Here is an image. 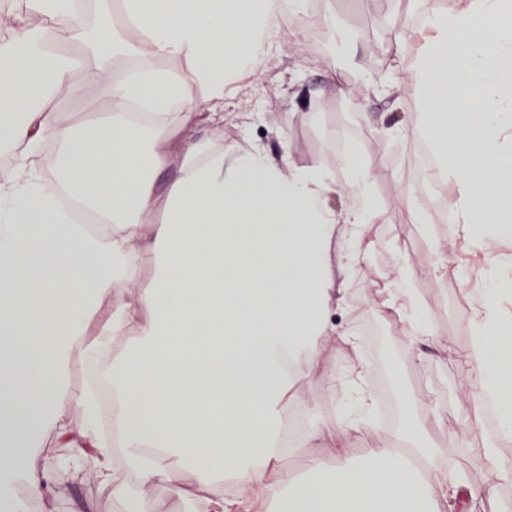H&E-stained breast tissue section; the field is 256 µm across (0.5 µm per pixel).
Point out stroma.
<instances>
[{"label": "stroma", "instance_id": "1", "mask_svg": "<svg viewBox=\"0 0 512 512\" xmlns=\"http://www.w3.org/2000/svg\"><path fill=\"white\" fill-rule=\"evenodd\" d=\"M415 15L413 0H301L293 21L302 41L314 43V51L303 54L286 49L276 55L263 79L225 106L229 112L262 113L261 124L245 130L225 123L224 138L233 141L247 135L275 152L279 149L275 132L282 128L296 157H316L331 166L337 165L340 153L326 134L328 127H342L349 144L365 145L375 197L367 227L372 246L363 270L345 279V317L355 331L368 325L376 328L383 355L394 364L398 394L440 403L441 420L427 428L426 441L450 460L449 480L463 479L481 490L475 499L456 505L454 512H512V502L486 493L495 483L494 475L473 466L492 438L482 426L470 423L455 397L458 361L471 344L470 300L484 288L494 265H512V237L498 238L488 232L479 240H461L448 260L447 282H435L427 273L434 260L431 243L460 231L461 226L455 220L442 222L440 208L428 205L426 196L432 192L448 199L454 186L425 180V171L410 150L418 140L416 134L398 139L388 135L396 125L418 126L415 97L409 93L395 99L377 97L355 81L359 73L414 66L420 40L404 33L401 21ZM330 72L337 79L354 80L348 98L337 97L326 78ZM57 104L77 126L100 120L110 111L105 90L97 86L85 87L78 97L62 96ZM412 207L423 214V222L411 223L408 210ZM397 226L405 229L399 248L412 272L415 298L433 330L417 366L402 361L401 348L409 340L405 325L383 321L374 305L376 293L393 287L400 275L392 245ZM41 506L44 512H121L110 485L59 474L54 475L53 490Z\"/></svg>", "mask_w": 512, "mask_h": 512}]
</instances>
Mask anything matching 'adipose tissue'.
<instances>
[{"label":"adipose tissue","instance_id":"obj_1","mask_svg":"<svg viewBox=\"0 0 512 512\" xmlns=\"http://www.w3.org/2000/svg\"><path fill=\"white\" fill-rule=\"evenodd\" d=\"M417 5L427 31L417 66L366 86L419 94L440 161L433 176L456 183L449 208L462 222L476 215L489 230L510 231L512 0ZM119 8L138 34L135 83L116 82L104 61L116 30L109 18L78 67L19 24L0 53V139L17 151L0 169V418L16 419L0 439V478L48 495L52 475L33 451L50 423L73 414L80 425L62 432V447L73 449L76 472L111 484L125 512H143L161 484L176 499L200 494V512H446L473 497L421 439L432 406L415 405L396 434L425 470L386 445L358 457L346 449L375 409L359 340L340 318V276L360 267L373 215L364 148L340 157L341 179L321 159H294L287 131L277 133L276 156L258 139L224 140L225 101L296 38L286 0H120ZM159 57L187 68L171 76L156 67ZM86 83L106 87L115 110L79 128L51 100ZM133 97L157 110L155 137L129 120ZM52 140L64 148L49 159L42 148ZM170 167L179 176L159 193L150 173ZM60 181L100 214L99 237L62 223ZM336 196L348 208L336 210ZM146 252L155 270L144 287L136 271ZM511 278L512 269L497 268L478 298L458 381L472 423L494 396L510 438L512 337L497 328L494 295ZM412 288L402 273L376 307L406 325V356L417 363L414 340L430 326ZM126 337L130 345L104 364L118 397L116 453L99 436L93 400L67 391L64 376L76 352ZM336 347L339 372L325 365ZM315 372L345 397L338 425L319 423L315 403L290 393ZM295 401L298 445L309 451L301 477L283 467L279 447ZM324 448L335 449L333 466Z\"/></svg>","mask_w":512,"mask_h":512}]
</instances>
